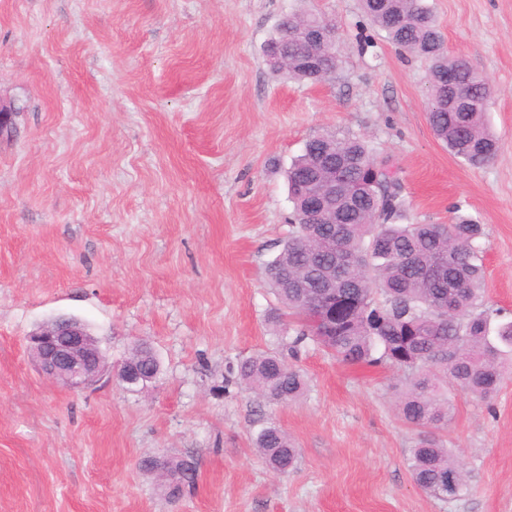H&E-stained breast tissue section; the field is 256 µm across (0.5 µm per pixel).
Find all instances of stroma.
Instances as JSON below:
<instances>
[{
    "label": "stroma",
    "mask_w": 512,
    "mask_h": 512,
    "mask_svg": "<svg viewBox=\"0 0 512 512\" xmlns=\"http://www.w3.org/2000/svg\"><path fill=\"white\" fill-rule=\"evenodd\" d=\"M449 55L494 87L497 157L473 169L426 118L429 63L390 44L361 0H0V512H512V374L491 401L458 391L434 437L464 495L413 482L417 431L395 409L402 374L314 345L290 363L298 399L265 403L237 364L287 354L264 267L288 235L285 169L310 137H364L397 170L405 223L485 228L486 300L512 318V0H428ZM336 31L322 84L271 71L281 17ZM89 325L105 358L71 392L27 345L48 319ZM160 362L130 388L138 344ZM273 423L299 451L270 470L253 439ZM192 456L179 500L140 467Z\"/></svg>",
    "instance_id": "obj_1"
}]
</instances>
